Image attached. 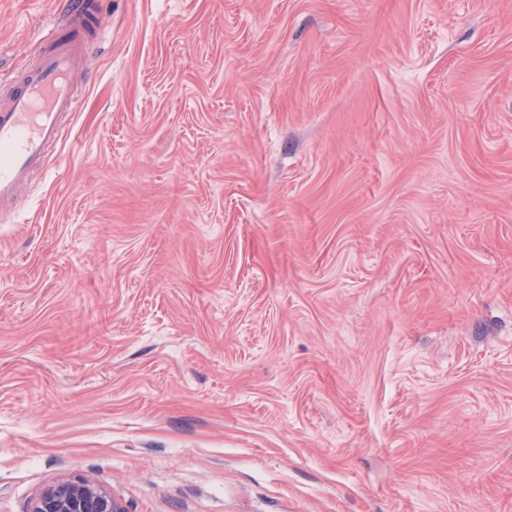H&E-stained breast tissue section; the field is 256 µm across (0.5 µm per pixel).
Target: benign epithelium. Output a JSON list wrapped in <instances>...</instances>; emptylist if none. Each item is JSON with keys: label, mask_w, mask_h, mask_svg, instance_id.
Wrapping results in <instances>:
<instances>
[{"label": "benign epithelium", "mask_w": 512, "mask_h": 512, "mask_svg": "<svg viewBox=\"0 0 512 512\" xmlns=\"http://www.w3.org/2000/svg\"><path fill=\"white\" fill-rule=\"evenodd\" d=\"M33 512H124L105 490L82 480H62L43 491Z\"/></svg>", "instance_id": "7a95c632"}]
</instances>
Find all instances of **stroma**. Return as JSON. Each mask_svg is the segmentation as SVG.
<instances>
[{
  "mask_svg": "<svg viewBox=\"0 0 512 512\" xmlns=\"http://www.w3.org/2000/svg\"><path fill=\"white\" fill-rule=\"evenodd\" d=\"M65 0H0L21 74ZM0 214V512H512V0H96ZM33 512H124L105 490L82 480H62L39 497Z\"/></svg>",
  "mask_w": 512,
  "mask_h": 512,
  "instance_id": "obj_1",
  "label": "stroma"
}]
</instances>
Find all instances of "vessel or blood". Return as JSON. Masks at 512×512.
<instances>
[{
	"label": "vessel or blood",
	"instance_id": "b4317fda",
	"mask_svg": "<svg viewBox=\"0 0 512 512\" xmlns=\"http://www.w3.org/2000/svg\"><path fill=\"white\" fill-rule=\"evenodd\" d=\"M100 21L88 0H71L58 33L40 46L36 63L0 105V207L18 206L23 187L57 144L65 119L78 111L74 86L87 78L93 51L82 32Z\"/></svg>",
	"mask_w": 512,
	"mask_h": 512
}]
</instances>
